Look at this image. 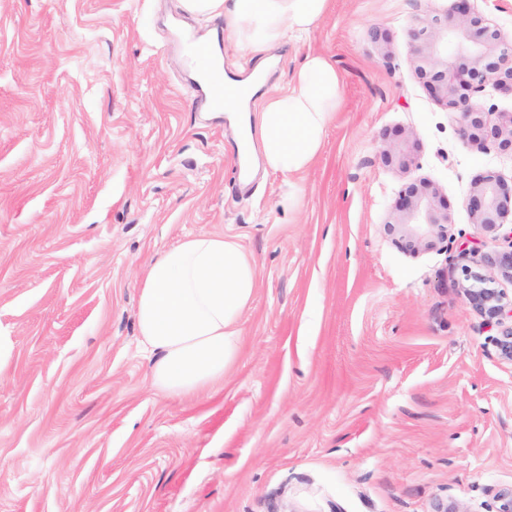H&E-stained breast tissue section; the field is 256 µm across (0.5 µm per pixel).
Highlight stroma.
Instances as JSON below:
<instances>
[{
    "mask_svg": "<svg viewBox=\"0 0 512 512\" xmlns=\"http://www.w3.org/2000/svg\"><path fill=\"white\" fill-rule=\"evenodd\" d=\"M455 0H333L271 49L341 75L317 161L236 177L235 135L199 111L181 0H0V512H495L512 487V363L463 296L503 251L466 198L512 154L461 138L409 60L421 11ZM417 141L407 169L383 150ZM430 179L449 241L406 252L384 225ZM235 237L258 272L238 361L193 397L149 388L136 322L146 264L185 237Z\"/></svg>",
    "mask_w": 512,
    "mask_h": 512,
    "instance_id": "35a3bbf8",
    "label": "stroma"
}]
</instances>
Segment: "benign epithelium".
I'll return each mask as SVG.
<instances>
[{
    "label": "benign epithelium",
    "instance_id": "obj_1",
    "mask_svg": "<svg viewBox=\"0 0 512 512\" xmlns=\"http://www.w3.org/2000/svg\"><path fill=\"white\" fill-rule=\"evenodd\" d=\"M454 12L429 11L416 17L409 30L410 62L417 77L440 101L458 111L463 137L481 138L502 151H512V123L488 125L486 111L472 97L488 81L512 89V38L471 10L470 0H455ZM419 145L404 142L383 151L388 166L407 168L416 161ZM466 204L475 223L487 232H502V219L512 214V184L488 173L473 185ZM388 235L407 251L433 248L448 241V206L428 179L405 185L396 201ZM488 266L512 281V249L486 257ZM465 299L499 327L495 346L501 359L512 362V300L491 280L467 267Z\"/></svg>",
    "mask_w": 512,
    "mask_h": 512
}]
</instances>
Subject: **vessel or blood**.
<instances>
[{"label":"vessel or blood","mask_w":512,"mask_h":512,"mask_svg":"<svg viewBox=\"0 0 512 512\" xmlns=\"http://www.w3.org/2000/svg\"><path fill=\"white\" fill-rule=\"evenodd\" d=\"M214 45L211 38L202 41L190 35L184 38L187 59L195 73L193 91L207 112L224 111L242 94L241 75L218 65Z\"/></svg>","instance_id":"b4317fda"}]
</instances>
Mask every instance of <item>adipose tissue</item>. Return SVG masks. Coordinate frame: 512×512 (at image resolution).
<instances>
[{
  "instance_id": "ef3b65f1",
  "label": "adipose tissue",
  "mask_w": 512,
  "mask_h": 512,
  "mask_svg": "<svg viewBox=\"0 0 512 512\" xmlns=\"http://www.w3.org/2000/svg\"><path fill=\"white\" fill-rule=\"evenodd\" d=\"M187 13L220 16L224 34L251 54L298 40L326 17L330 0H182ZM260 91L246 110L266 171L287 175L283 199L301 194L297 175L309 169L335 118L340 74L322 53L305 56L287 89L267 85V68L256 69ZM257 279L252 258L233 238L187 237L149 263L139 286L136 318L154 354L153 390L187 397L223 382L240 352L241 318Z\"/></svg>"
}]
</instances>
